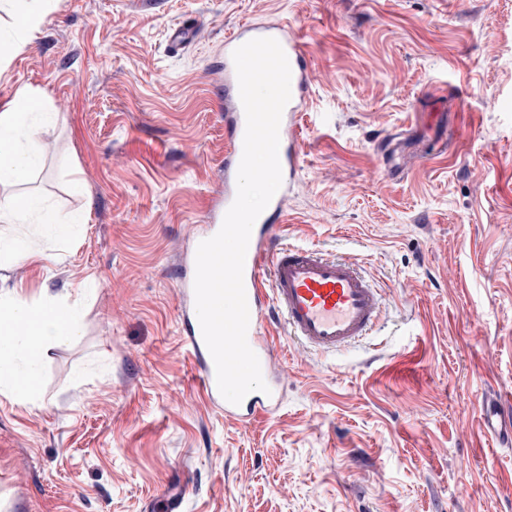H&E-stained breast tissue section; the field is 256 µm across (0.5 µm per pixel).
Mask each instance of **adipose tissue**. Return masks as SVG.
<instances>
[{
  "instance_id": "ef3b65f1",
  "label": "adipose tissue",
  "mask_w": 512,
  "mask_h": 512,
  "mask_svg": "<svg viewBox=\"0 0 512 512\" xmlns=\"http://www.w3.org/2000/svg\"><path fill=\"white\" fill-rule=\"evenodd\" d=\"M48 2L19 0L13 13L14 50L35 38ZM47 107L44 91L28 84L0 104V224H33L65 245L75 235L73 223H56L40 195L13 192L30 180L39 164L37 134L52 118ZM81 328L82 319L69 304L52 301L36 306L17 293H0V392L11 394L21 405L34 403L45 351L72 342Z\"/></svg>"
}]
</instances>
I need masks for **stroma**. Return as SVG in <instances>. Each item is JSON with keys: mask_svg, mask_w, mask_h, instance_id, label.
I'll return each instance as SVG.
<instances>
[{"mask_svg": "<svg viewBox=\"0 0 512 512\" xmlns=\"http://www.w3.org/2000/svg\"><path fill=\"white\" fill-rule=\"evenodd\" d=\"M245 22L308 52L275 238L358 261L386 310L336 353L267 318L281 403L239 422L203 388L181 277L224 186L217 65ZM22 83L56 114L24 189L85 222L0 261V290L77 304L83 331L35 405L0 395V512H512V447L481 423L512 400V0H54L0 104Z\"/></svg>", "mask_w": 512, "mask_h": 512, "instance_id": "stroma-1", "label": "stroma"}]
</instances>
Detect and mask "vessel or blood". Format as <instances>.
<instances>
[{"label":"vessel or blood","mask_w":512,"mask_h":512,"mask_svg":"<svg viewBox=\"0 0 512 512\" xmlns=\"http://www.w3.org/2000/svg\"><path fill=\"white\" fill-rule=\"evenodd\" d=\"M276 39L291 68V99L280 124L279 160L282 185L266 211L257 218L249 240L244 264V286L249 308L247 342L259 358L262 371H269L271 347L261 332L265 315L283 320L291 339L316 351H337L366 336L382 315L385 300L362 274L358 262L348 258H329L308 247L277 241L274 222L283 215L282 203L298 166L299 154L293 120L307 91L308 58L300 38L289 35L286 26L262 27L248 24L233 31L224 42V126L231 140L224 156L226 187L212 205L209 234H216L235 195L232 184L243 154L246 128L238 80L232 54L254 38ZM195 264H188L182 284L184 320L188 323L187 343L200 363L201 379L208 397L224 409L226 417L243 421L261 411L275 408L280 401L278 384L268 392L249 393L240 404L225 401L216 381L213 358L204 342L195 307ZM485 430L497 441L512 443V406L500 399L486 401L481 409Z\"/></svg>","instance_id":"obj_1"}]
</instances>
